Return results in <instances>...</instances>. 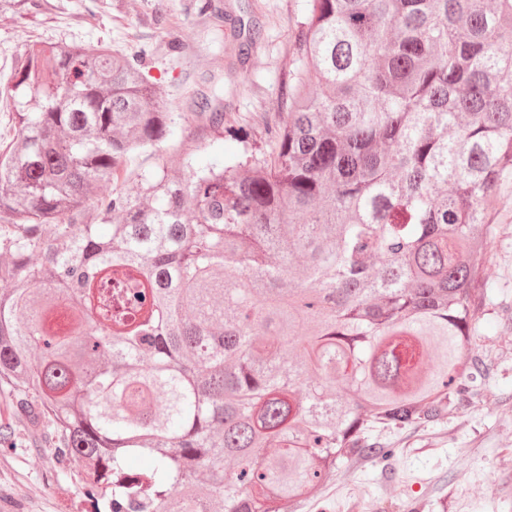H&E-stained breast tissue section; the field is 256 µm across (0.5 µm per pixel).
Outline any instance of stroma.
<instances>
[{"label": "stroma", "mask_w": 512, "mask_h": 512, "mask_svg": "<svg viewBox=\"0 0 512 512\" xmlns=\"http://www.w3.org/2000/svg\"><path fill=\"white\" fill-rule=\"evenodd\" d=\"M220 18L203 17L198 0H112L97 14L92 0H0V82L29 45L146 47L143 71L167 103L173 135L161 144L170 173L183 171L182 149L198 162L224 164L262 156L296 67L295 40L306 0H214ZM224 112L216 131L196 114L202 100ZM498 237L485 273L495 284L472 354L488 360L481 401L453 406L435 445L416 434L392 436L388 460L356 473L361 494L377 504L418 503L420 512H512L499 481L512 473V183L499 191ZM0 423L14 428L0 440V512H85L88 489L69 454L54 450L9 401Z\"/></svg>", "instance_id": "obj_1"}]
</instances>
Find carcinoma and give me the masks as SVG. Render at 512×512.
<instances>
[{
	"instance_id": "cac0c4a2",
	"label": "carcinoma",
	"mask_w": 512,
	"mask_h": 512,
	"mask_svg": "<svg viewBox=\"0 0 512 512\" xmlns=\"http://www.w3.org/2000/svg\"><path fill=\"white\" fill-rule=\"evenodd\" d=\"M307 2L261 158L129 169L172 135L140 54L36 42L0 85V391L95 512H298L479 394L512 0Z\"/></svg>"
}]
</instances>
